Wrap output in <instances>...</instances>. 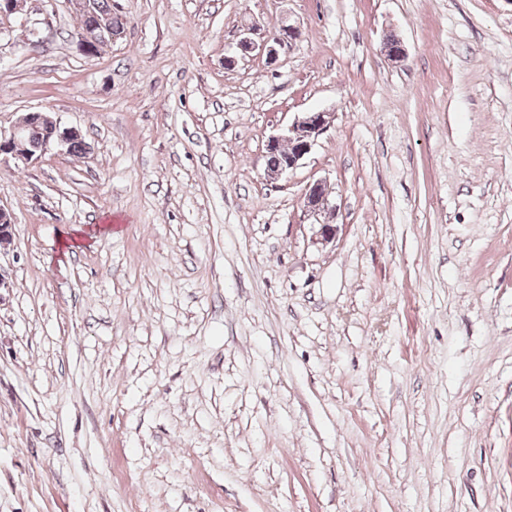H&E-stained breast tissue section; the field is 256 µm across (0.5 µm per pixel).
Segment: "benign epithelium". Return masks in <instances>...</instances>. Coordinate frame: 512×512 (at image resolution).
<instances>
[{
    "instance_id": "7a95c632",
    "label": "benign epithelium",
    "mask_w": 512,
    "mask_h": 512,
    "mask_svg": "<svg viewBox=\"0 0 512 512\" xmlns=\"http://www.w3.org/2000/svg\"><path fill=\"white\" fill-rule=\"evenodd\" d=\"M79 13L94 19L93 30L82 28L72 35V40L78 50L84 54L94 55L101 48L116 39L112 32V15L96 14L93 12L92 0H74ZM26 0H0V30L10 20L24 11ZM302 39V30L285 19L279 28L271 33L260 32V26L255 23L242 25L233 54L224 57V67L231 68L237 61V56L253 52L265 57L266 63L274 65L280 55L292 48ZM332 113L304 112L294 119L291 125L281 133L273 135L267 142V151H275L281 144L288 143L291 152L277 167H265L264 174L268 181L277 182L294 170L308 155L319 137L324 134L331 124ZM30 128L38 129L39 145L28 151L23 147L25 131ZM82 138V133L75 127L62 126L51 113L47 111L32 112L7 130L0 129V157L11 159L16 163L29 164L38 161L51 152L61 149L70 151L73 142ZM303 212L315 218L320 225V234L325 239L336 235V208L329 206L324 184L317 181L308 187L304 195ZM12 214L0 206V248L11 241Z\"/></svg>"
}]
</instances>
